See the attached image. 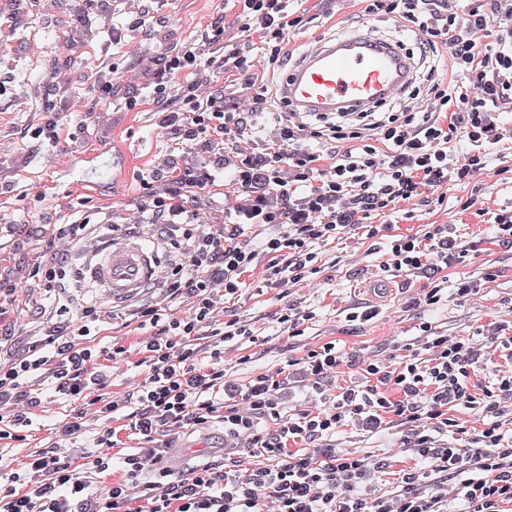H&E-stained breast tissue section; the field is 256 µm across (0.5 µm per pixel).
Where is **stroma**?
<instances>
[{
  "label": "stroma",
  "instance_id": "35a3bbf8",
  "mask_svg": "<svg viewBox=\"0 0 512 512\" xmlns=\"http://www.w3.org/2000/svg\"><path fill=\"white\" fill-rule=\"evenodd\" d=\"M291 8L303 22L287 34L284 58L274 62L256 55L253 69L241 74L221 67L224 46L256 44L260 38L258 33L242 32L232 0H95L89 7L83 0H0V26L13 31L11 42L0 48V73L15 77L12 87L0 95V144L9 147L8 152H0V213L22 208L21 196L34 184L46 186L57 205L58 223L69 222L67 204L73 197L91 198L98 209L90 233L60 244L69 267L63 287L51 292L25 277L29 268L46 258L39 224L0 223V282L14 286L23 298L18 305L0 297V365L26 357L35 346L42 355L53 356V347L44 339L59 324L56 304H66L75 317L93 303L101 312V324L88 346L99 352L115 346L127 351L121 360H98L100 370L110 377L106 398L126 400L145 376L140 365L143 344L153 330L140 325L137 313L142 307L163 304L164 284L156 283L142 295L115 304L83 279L81 265L103 236L136 238L144 233L157 246L163 267L185 263V256L169 245V225L150 223L143 213L137 176L151 174L165 158L179 170L211 166L213 156L201 147L181 146L175 130L159 128L152 101L126 109V99L143 92L148 83L141 71L143 60L200 39L211 23L224 24V46L207 51L215 59L209 69L211 84L223 90L225 111L246 114L255 134L225 146L222 193L202 194L193 205L195 223L215 233L253 200L252 190L238 185V171L245 163L262 167L265 150L278 133L275 115L264 113L258 96L262 88L281 83L303 49L365 25L376 35L404 43L409 51L423 38L419 30L401 26L394 18L369 15L365 0H293ZM84 9L90 13V23L74 27L73 14ZM57 67L66 69L70 77L61 92L53 88ZM102 71L112 74V101L106 105L96 104L91 89L95 74ZM52 109L66 113V129L74 134L56 148L25 132L27 125L44 123ZM498 124L506 136L491 147L486 167L470 183L442 185L370 218L371 223L391 225L393 234L402 236L421 235L428 224L452 225L465 257L446 272L385 269L388 238H370L364 229L351 227L317 247L318 272L310 280L277 287L261 264L242 275L236 294H217L215 321L236 318L252 333L251 339L224 345L230 385L283 372L288 376L281 394L284 413L313 412L320 406L319 395L333 396L342 387L361 383L365 363L377 360L395 367L409 353L422 351L419 326L423 323L441 336L473 338L481 349L478 379L512 371V361L485 340L494 328L512 336V247L498 241L493 227L495 213L512 207V176L502 172L503 167H512V107L499 111ZM490 269L498 275L484 281L483 274ZM460 279L479 282V293L456 296L455 283ZM438 284L443 287L440 303L425 305L424 294ZM288 308L304 316L301 336H290L279 321ZM366 309L374 313L371 320H351V313ZM331 340L344 363L316 390L295 362L306 347ZM47 384L42 372L27 386L40 403L30 410L26 440L0 449L2 485H9L12 473L21 471L27 454L38 448L56 447L71 456L75 467H82V452L101 427L94 407L88 406L85 429L61 436L59 426L74 407L62 399L51 401ZM110 426L113 443L106 451L112 470L94 476L96 491L122 479L125 455L147 446L168 453L192 446V462L197 466L224 460V426L219 422L164 431L151 441L131 428L123 412L114 413ZM409 434L405 424L372 434L353 420L338 429L333 442L355 455L389 456L392 470L376 485L378 494L389 498L395 492L394 472L403 466L400 446Z\"/></svg>",
  "mask_w": 512,
  "mask_h": 512
}]
</instances>
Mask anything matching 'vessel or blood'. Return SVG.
<instances>
[{"label": "vessel or blood", "instance_id": "vessel-or-blood-1", "mask_svg": "<svg viewBox=\"0 0 512 512\" xmlns=\"http://www.w3.org/2000/svg\"><path fill=\"white\" fill-rule=\"evenodd\" d=\"M411 60L369 28L305 51L279 86L289 111L303 114L364 112L404 92ZM86 274L106 298L138 295L160 276L155 251L137 239H107L85 261Z\"/></svg>", "mask_w": 512, "mask_h": 512}]
</instances>
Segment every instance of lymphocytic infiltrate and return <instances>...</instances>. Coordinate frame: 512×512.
Segmentation results:
<instances>
[{"label": "lymphocytic infiltrate", "mask_w": 512, "mask_h": 512, "mask_svg": "<svg viewBox=\"0 0 512 512\" xmlns=\"http://www.w3.org/2000/svg\"><path fill=\"white\" fill-rule=\"evenodd\" d=\"M288 2L237 0L244 31L259 32L263 50L273 58L283 54L288 31L302 22L290 13ZM490 2L489 11L463 17L444 8L442 0H369L368 13L397 18L423 32L421 56L446 48L449 80L431 72L426 81L450 120L444 123L407 110L383 113L379 120L359 127L340 118L315 133L316 138L343 144L332 164L320 166L319 155L296 149L268 152L263 173L248 165L241 168V187L260 177L273 190L287 191L292 183L305 190L289 218L279 217L260 201L216 236L190 223L187 209L190 200L214 186V174L188 167L161 184L152 175L139 178L147 209L173 226L170 244L188 258L187 267L170 270L166 288L170 303H189L190 312L169 320L160 307L140 309L139 318L157 334L145 345L147 373L137 391L131 426L150 440L169 427L203 425L218 418L225 435H250L266 464L243 477L239 459L231 457L222 469L204 466L177 476L160 468L161 455L150 448L126 456L123 479L94 494L86 474L108 471V458L86 453V470L80 473L56 448H40L29 454L25 473L13 474L11 487L0 489V512H135L127 485L140 482L148 470L153 480L141 482L147 512H260L255 496L259 488L275 499L278 512H446V486L452 479L459 482L469 512H505L506 505H512V435L501 422L512 412V374L497 376L488 385L472 383L479 355L469 337L451 341L434 335L431 325L421 324L430 359L413 357L392 369L367 364L364 384L343 388L323 410L288 420L281 417L279 401L284 381L276 375L258 376L221 403L210 396L211 390L225 384L223 344L249 335L235 319L213 327L210 290L215 281H223L226 294L237 293L242 274L265 254L271 256L280 284L299 282L315 271L316 245L343 233L358 214L385 212L392 203L414 199L426 187L469 183L485 168V148L502 140L496 110L512 102V0ZM489 36L493 44L480 48V38ZM210 65L192 45L165 53L151 78V97L161 114L160 127L177 128L183 144L201 140L211 145L213 163L220 167L225 143L243 137L247 122L225 111L223 91L199 95ZM181 77L187 80L183 94L175 85ZM458 132L474 150L452 163L448 144ZM373 135L379 145H370ZM287 168L293 173L289 181L282 176ZM36 200L45 236L79 240L89 230V198L70 203L72 220L67 224L52 221L46 195H37ZM339 201L347 208L341 215L334 210ZM247 224L272 225L277 232L254 249L240 240ZM462 256L445 224L433 225L417 237L394 236L388 244V265L397 271L448 265ZM98 319L96 306H86L79 322L66 323L64 336L49 339L55 348L50 378L55 390L73 402L85 401L91 387L105 384L92 369L93 351L79 344ZM205 329L213 349L210 366L202 368L195 342ZM46 361L33 353L1 366L0 405L26 399V379ZM242 402L248 403L250 413L240 412ZM458 407L482 409L491 421L479 430L466 429L453 414ZM258 416L279 422V430L255 432ZM352 416L375 433L416 423L406 448L411 463L397 479L394 499L376 495L372 487L377 473L387 467L385 460L372 462L329 444V436ZM443 430L462 436L463 446H439L435 435ZM303 442L309 451H300Z\"/></svg>", "instance_id": "1"}]
</instances>
